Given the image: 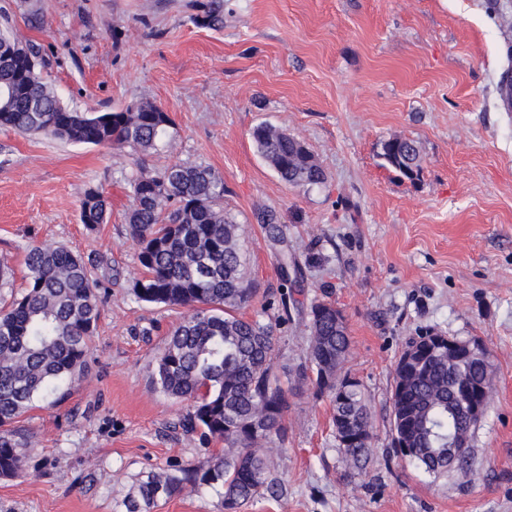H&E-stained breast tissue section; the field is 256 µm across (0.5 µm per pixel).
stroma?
Instances as JSON below:
<instances>
[{"label":"stroma","mask_w":512,"mask_h":512,"mask_svg":"<svg viewBox=\"0 0 512 512\" xmlns=\"http://www.w3.org/2000/svg\"><path fill=\"white\" fill-rule=\"evenodd\" d=\"M209 2L0 0V29L40 47L68 107L153 101L173 121L169 146L140 159L0 127V307L24 292L26 251L41 243L99 260L104 299L85 374L15 424L25 447L17 475L0 478V512H126L149 473L223 455V442L182 429L191 401L152 382L182 310L128 288L143 269L127 181L186 162L224 182L256 288L242 314L275 323L288 390L286 437L270 455L285 493L241 512H512V112L498 104L512 0H224L220 28L193 21ZM261 122L300 139L326 182L280 181L250 136ZM395 136L417 141V180L380 159ZM92 189L109 216L91 230L79 213ZM268 215L305 263L303 292L282 281ZM316 299L342 311L344 372L370 399L372 452L356 473L341 462L330 396L298 375L299 311ZM428 331L482 340L495 377L468 468L437 478L396 454L390 419L399 355ZM151 512L224 508L213 490L188 488Z\"/></svg>","instance_id":"35a3bbf8"}]
</instances>
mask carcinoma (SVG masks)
Segmentation results:
<instances>
[{"label": "carcinoma", "instance_id": "cac0c4a2", "mask_svg": "<svg viewBox=\"0 0 512 512\" xmlns=\"http://www.w3.org/2000/svg\"><path fill=\"white\" fill-rule=\"evenodd\" d=\"M210 27L224 25L223 4L212 0L203 17ZM39 47L0 31V126L79 144L127 146L141 155L166 145L172 121L157 104L143 101L124 112H76L66 107L43 76ZM256 148L278 164L277 175L290 186H317L326 174L301 155L279 129L253 127ZM380 157L405 178L421 171L417 143H382ZM132 200L126 215L138 241L141 278L129 288L135 300L188 307L191 313L168 335L152 370L167 396L194 402L182 422L187 432L224 441V455L180 470L155 473L140 481V500L127 503L141 512L185 486H206L222 494L224 512H240L261 497H278L282 486L261 450L284 440L288 390L273 372V326L238 311L254 293L243 250L244 229L224 208V182L203 164L141 169L128 180ZM94 229L107 218L102 193L90 190L81 203ZM28 289L0 310V476L20 468L22 443L10 428L32 409L83 374L90 338L101 314L95 288L97 265L61 245L28 247ZM334 303L314 300L303 313L309 331L301 375L321 393L332 394L337 447L345 465L362 469L370 448L360 441L372 433L369 399L362 385L336 393L351 340ZM492 372L488 359L461 364L446 351L398 359L391 423L405 447L399 452L433 477L463 469L467 458L448 464V442L464 436L463 415L453 410L456 389L481 383Z\"/></svg>", "mask_w": 512, "mask_h": 512}]
</instances>
